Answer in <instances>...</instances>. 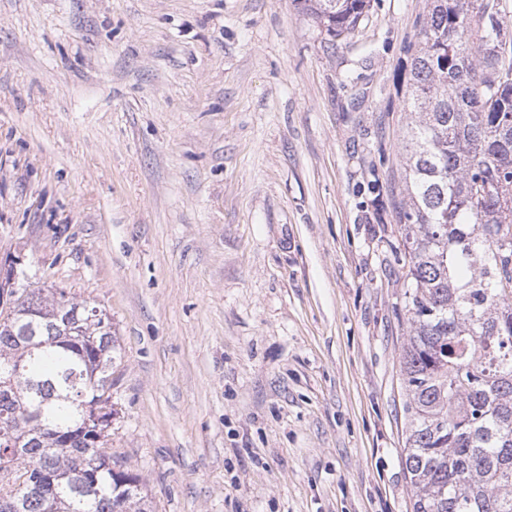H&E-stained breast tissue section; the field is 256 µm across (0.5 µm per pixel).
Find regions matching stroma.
<instances>
[{"label": "stroma", "instance_id": "1", "mask_svg": "<svg viewBox=\"0 0 512 512\" xmlns=\"http://www.w3.org/2000/svg\"><path fill=\"white\" fill-rule=\"evenodd\" d=\"M429 0H0V263L106 310L151 512H412L405 79ZM331 41L348 35L370 7L371 0H299Z\"/></svg>", "mask_w": 512, "mask_h": 512}]
</instances>
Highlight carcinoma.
Segmentation results:
<instances>
[{"label": "carcinoma", "instance_id": "cac0c4a2", "mask_svg": "<svg viewBox=\"0 0 512 512\" xmlns=\"http://www.w3.org/2000/svg\"><path fill=\"white\" fill-rule=\"evenodd\" d=\"M330 40L371 0H299ZM502 0H430L406 90L401 353L413 512H512V37ZM0 310V512H150L86 409L116 336L62 289Z\"/></svg>", "mask_w": 512, "mask_h": 512}]
</instances>
